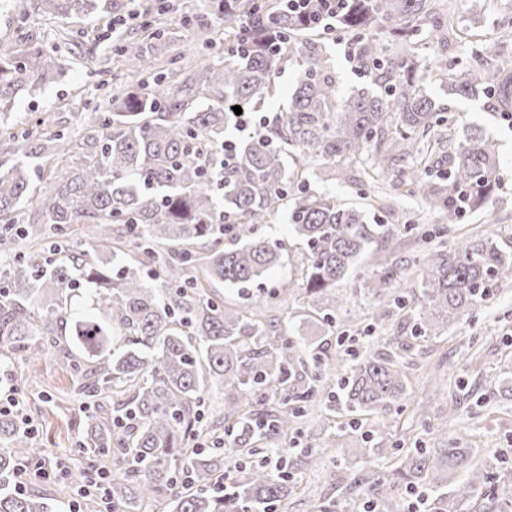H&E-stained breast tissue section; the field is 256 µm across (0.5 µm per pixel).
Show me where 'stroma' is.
<instances>
[{"instance_id":"35a3bbf8","label":"stroma","mask_w":512,"mask_h":512,"mask_svg":"<svg viewBox=\"0 0 512 512\" xmlns=\"http://www.w3.org/2000/svg\"><path fill=\"white\" fill-rule=\"evenodd\" d=\"M16 0H0V40L58 43L60 30H67L60 52L72 57L74 64L56 83L44 89L19 94L8 114L0 119V151L10 135L31 130H62L78 139L81 127L75 115L94 120L103 111L112 94L122 91L133 77L130 61L112 47L113 18H124L125 35L147 39L151 29L140 19L141 13L161 17L169 33L170 55L177 59L190 56L211 57L224 53V32L213 10L215 0H170L165 14H158L154 0H114L111 12L90 20L61 22L30 13L19 22ZM461 41L449 48V57L485 50L494 38V25L500 17L512 16V0H450ZM461 123L484 126L499 143L505 175L498 197L485 212L465 216L454 227L455 234L479 232L507 239L512 237V124L493 112L486 98L457 99L454 102ZM400 228L398 255L410 260L422 246L406 234L409 224L426 229L440 227V218L415 197L400 198L384 218ZM262 236L281 241L290 253L289 263L271 269L266 287L272 292L268 305L273 315L303 336L315 334L318 316L312 314L297 291L303 269V257L288 233L286 213L265 216L258 225ZM375 257H368L355 274L339 287L345 312L336 320V334L344 349L363 354L378 345L407 333L400 313H393L385 324L366 328L363 316L376 303L362 292L363 279L374 269ZM60 344L71 356L62 361L49 356L22 365L18 389L24 401V413L38 429L40 456L68 466H84L85 459L74 446L79 437L80 409L85 401L77 390V373L71 360L87 362V354L73 337L64 336ZM417 369L410 372V397L399 415V428L429 440V426L438 423L451 402L459 404V418L453 426L462 445L480 449H501L512 465V286L503 288L501 298L472 322L451 327L447 335L421 342L414 349ZM485 395L487 403L479 417H470L471 402L465 390ZM335 469L325 466L305 471L298 495L288 497L278 512H315L324 501L343 502L348 493L336 485Z\"/></svg>"}]
</instances>
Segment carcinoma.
I'll use <instances>...</instances> for the list:
<instances>
[{"label":"carcinoma","instance_id":"1","mask_svg":"<svg viewBox=\"0 0 512 512\" xmlns=\"http://www.w3.org/2000/svg\"><path fill=\"white\" fill-rule=\"evenodd\" d=\"M50 19L112 10V0H34ZM224 32L248 30L249 53L230 50L196 69L157 72L170 42L125 39L117 50L137 61L135 86L111 98L79 142L61 131L14 136L0 160V367L46 356L61 336L76 337L96 357L81 372L78 448L87 468L107 462L112 512H276L300 488L288 466L303 419L316 402L341 406L346 421L301 449L310 469L350 435L374 443L372 458L393 459L389 477L368 470L347 488L387 503L397 492L431 489L427 512H462L477 491L489 497L509 475L495 453L478 457L447 433L427 448L393 425L408 396L405 357L462 318L474 320L512 279V251L494 238H457L449 224L484 211L502 184L498 148L481 128L459 131L451 100L430 93L491 100L512 112V75L473 52L450 72L423 65L417 44L448 51L452 12L445 0H351L336 29L351 35L364 84L345 95L319 30L276 0H234ZM59 46L0 41V107L31 87L56 82ZM297 84L287 110L250 128L233 106L257 115L274 95L276 74ZM52 175L35 194L33 176ZM359 194L387 185L417 196L444 226L410 230L429 242L412 261L420 294L393 288L409 265L391 260L363 282L370 298L393 295L412 321L397 345L345 362L341 344L305 346L279 319L263 317L266 274L282 247L256 224L284 210L306 262L300 292L327 330L344 301L336 284L371 248L394 253L395 234L367 207L311 187L329 176ZM233 247L224 248V238ZM95 311L72 307L82 283ZM223 283L249 299L224 312L209 288ZM317 371H308V365ZM224 386L214 428L200 407L212 383ZM198 438L208 448H189ZM18 417L0 411V512H61L45 497L16 490V464L35 455ZM282 457L273 473L267 455ZM465 477L454 480L459 474Z\"/></svg>","mask_w":512,"mask_h":512}]
</instances>
